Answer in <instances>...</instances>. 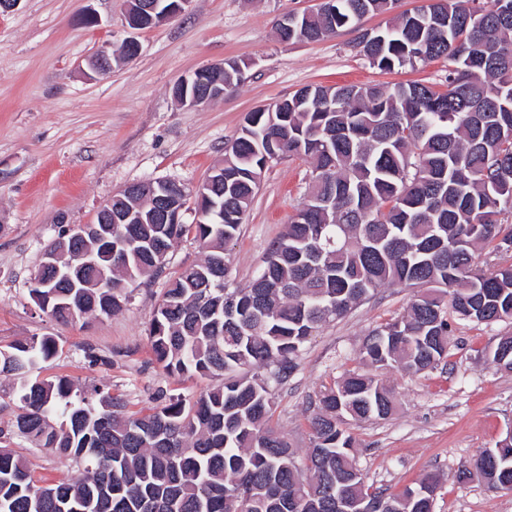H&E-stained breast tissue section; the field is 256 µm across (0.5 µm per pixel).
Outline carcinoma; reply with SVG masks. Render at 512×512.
Listing matches in <instances>:
<instances>
[{
	"instance_id": "1",
	"label": "carcinoma",
	"mask_w": 512,
	"mask_h": 512,
	"mask_svg": "<svg viewBox=\"0 0 512 512\" xmlns=\"http://www.w3.org/2000/svg\"><path fill=\"white\" fill-rule=\"evenodd\" d=\"M395 0H335L290 22L295 40L319 41L363 16L388 14ZM383 71L441 57L451 60L447 90L419 82L307 85L283 112H252L226 149L213 189L196 200L197 224H159L153 199H112L131 215L117 230L96 224L74 237L60 227L43 256L41 285L29 296L44 314L75 322L109 316L127 303V285L165 267L173 246L192 237L203 257L167 281L149 329L152 354L169 375L213 380L192 403L174 396L147 410L100 389L33 370L59 351L50 336L0 350L14 377L18 412L0 425V512H336V491H372L357 469L345 420L393 409L391 387L352 371L309 402L311 448L296 449L271 425L269 380L296 370L301 347L324 323L346 315L380 288H424L406 310L373 329L360 349L376 371L435 369L447 357L448 314L491 324L512 319V264L483 270L479 246L512 251V0H445L425 14L403 13L370 32L361 47ZM247 72L224 64V88ZM285 157L311 165L309 190L274 243L263 272L244 288L227 286V248L269 164ZM504 336L487 355L512 372ZM266 369L269 376L244 371ZM21 437L71 459L76 477L43 484L4 442ZM474 455L470 469L497 489L512 483V438Z\"/></svg>"
}]
</instances>
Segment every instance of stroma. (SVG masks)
Listing matches in <instances>:
<instances>
[{
    "label": "stroma",
    "mask_w": 512,
    "mask_h": 512,
    "mask_svg": "<svg viewBox=\"0 0 512 512\" xmlns=\"http://www.w3.org/2000/svg\"><path fill=\"white\" fill-rule=\"evenodd\" d=\"M316 0H192L186 11L135 33L126 0H19L0 12V349L31 336L54 337L60 350L38 374L65 377L78 387H100L127 411L156 405L159 393L194 400L210 384L170 376L156 363L148 339L161 290L170 276L199 259L197 244H175L164 272L129 286L120 313L62 322L38 310L31 278L46 244L60 227L87 224L125 186L164 178L195 190L224 157L248 113L291 97L307 85H373L417 81L445 89L450 62L439 58L386 73L360 53V31L385 25L368 16L316 42H281L275 30L285 13ZM93 9L97 24L81 16ZM139 54L96 75L88 60L128 35ZM236 60L248 79L223 99L197 108L172 96L182 77ZM310 168L297 158L271 163L228 247V283L242 288L262 270L275 241L308 190ZM408 287L379 289L345 317L323 324L301 348L296 371L272 385V425L298 456L310 448L309 402L322 386L364 371L360 348L375 327L403 313ZM445 365L388 378L397 404L388 418L347 420L358 468L367 485L390 492L437 475L433 512H512V495L479 479L460 481L458 468L479 449L512 431V372L485 355L512 322L478 324L452 319ZM99 364H90L89 355ZM12 449L38 478L74 476L76 467L35 443L17 438Z\"/></svg>",
    "instance_id": "1"
}]
</instances>
